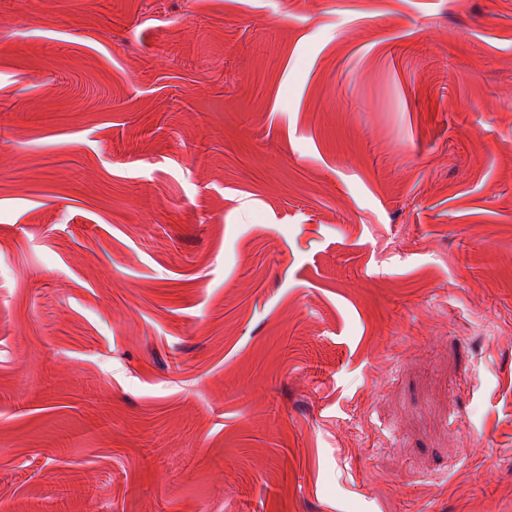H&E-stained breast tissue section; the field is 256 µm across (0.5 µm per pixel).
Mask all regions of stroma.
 <instances>
[{
  "label": "stroma",
  "mask_w": 512,
  "mask_h": 512,
  "mask_svg": "<svg viewBox=\"0 0 512 512\" xmlns=\"http://www.w3.org/2000/svg\"><path fill=\"white\" fill-rule=\"evenodd\" d=\"M0 512H512V0H0Z\"/></svg>",
  "instance_id": "35a3bbf8"
}]
</instances>
